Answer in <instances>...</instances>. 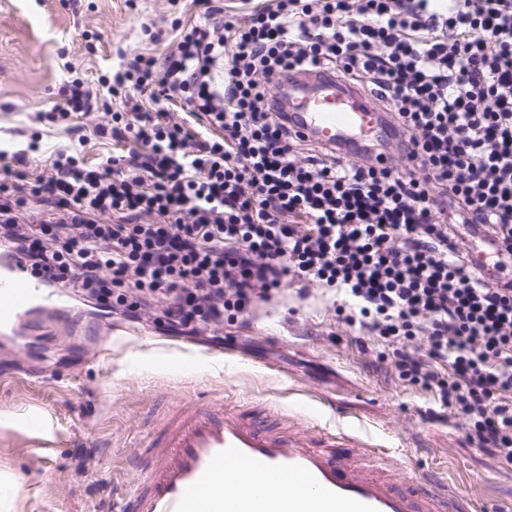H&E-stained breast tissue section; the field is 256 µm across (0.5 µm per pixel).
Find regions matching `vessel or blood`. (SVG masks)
Returning <instances> with one entry per match:
<instances>
[{"label":"vessel or blood","instance_id":"b4317fda","mask_svg":"<svg viewBox=\"0 0 512 512\" xmlns=\"http://www.w3.org/2000/svg\"><path fill=\"white\" fill-rule=\"evenodd\" d=\"M291 128L344 154L395 138L385 113L355 88L311 74ZM48 283L0 257V335L50 334L68 323L44 301ZM134 485L110 512H475L452 489L398 476L382 453L354 437L310 431L275 405L264 415L193 401L163 422L135 453Z\"/></svg>","mask_w":512,"mask_h":512}]
</instances>
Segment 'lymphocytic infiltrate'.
<instances>
[{
	"mask_svg": "<svg viewBox=\"0 0 512 512\" xmlns=\"http://www.w3.org/2000/svg\"><path fill=\"white\" fill-rule=\"evenodd\" d=\"M165 53L156 24L97 85L73 77L38 121L136 148L86 166L0 152V250L101 311L221 341L288 282L390 348L400 377L512 465V0H200ZM330 74L386 113L414 168L293 133L280 95ZM180 120H173L172 109ZM496 242L492 280L461 236Z\"/></svg>",
	"mask_w": 512,
	"mask_h": 512,
	"instance_id": "1",
	"label": "lymphocytic infiltrate"
}]
</instances>
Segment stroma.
Instances as JSON below:
<instances>
[{
  "label": "stroma",
  "mask_w": 512,
  "mask_h": 512,
  "mask_svg": "<svg viewBox=\"0 0 512 512\" xmlns=\"http://www.w3.org/2000/svg\"><path fill=\"white\" fill-rule=\"evenodd\" d=\"M199 12L196 0L177 10L168 0H0V146L40 138L44 163L66 135L34 115L61 102L67 66L95 78L117 47L136 44L142 23L187 27ZM298 288L258 304L249 323L225 325L228 357L175 351L150 325L94 333L74 301L71 334L41 362L24 342L0 339V512H104L113 489L135 480L136 448L192 396L249 411L278 405L382 449L401 475L457 488L482 512L512 504V466L472 448L463 422L377 361L319 290ZM30 364L34 383L18 373Z\"/></svg>",
  "instance_id": "stroma-1"
}]
</instances>
